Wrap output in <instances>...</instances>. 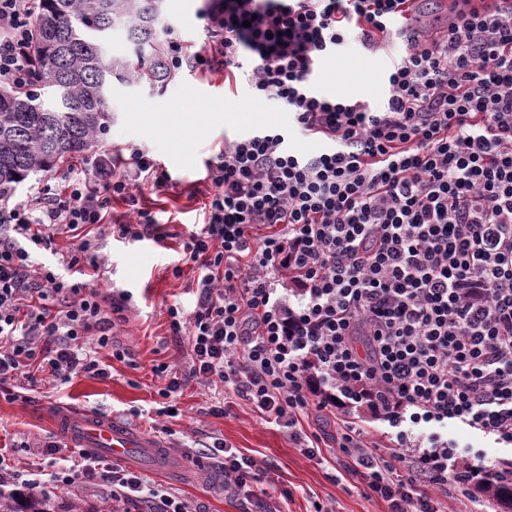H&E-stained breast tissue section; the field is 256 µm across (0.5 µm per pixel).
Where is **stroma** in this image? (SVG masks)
Segmentation results:
<instances>
[{"mask_svg": "<svg viewBox=\"0 0 512 512\" xmlns=\"http://www.w3.org/2000/svg\"><path fill=\"white\" fill-rule=\"evenodd\" d=\"M199 6V0H167L161 17L162 26L184 40L191 54L209 41L197 17ZM404 50L403 39L393 38L383 51L367 57L356 41H348L339 55L323 64L319 89L335 96L337 69L354 65L358 71L353 94L372 109H380L385 103L386 74ZM193 75V70H183L153 89L113 85L108 98L112 123L103 141L144 148L170 175L169 193L156 191L149 183L135 191L140 206L155 215L164 239L158 244L117 237L96 240L95 253L108 267L97 283L102 304L124 300L122 312L112 317L113 346L99 352L112 375L107 379L81 375L65 382L49 379L26 400L0 395V454L31 473L49 472L54 461L73 457L74 446L60 445L61 435L52 420L53 409L72 408L113 418L136 432L162 435L170 456L160 462L134 460L132 469L148 483L163 484L169 492L194 500L202 512H239V506L225 497L221 485L199 480L196 474L179 483L162 480L159 471L175 465L176 455L201 456L204 446L217 439L253 459L274 480L276 489L284 493L279 501L283 512H314L318 505L325 512H389L387 502L365 497L354 487L339 467L335 449L325 451L323 459H307L289 440L287 429L267 423L251 404L225 393L223 384L191 380L170 399L161 395L170 378L155 374L154 365L169 364L180 374L189 369L187 339L173 335L167 309L177 304L189 311L196 301L199 272L184 265L183 243L202 225L200 192L205 185L197 164L212 158L223 140L260 125L289 131V145L298 152L312 155L325 147L321 138L294 128L293 115L284 104L255 106L242 84L214 94L202 91L190 85ZM228 112L238 113L239 121L226 124ZM178 267L183 270L179 276L174 273ZM116 348L125 351L124 360L113 357ZM166 403L176 406L177 417L161 415ZM214 406L221 407V414H211ZM49 441L55 442V449H46ZM50 496L58 512H112L107 489L83 477L69 489L51 490Z\"/></svg>", "mask_w": 512, "mask_h": 512, "instance_id": "35a3bbf8", "label": "stroma"}]
</instances>
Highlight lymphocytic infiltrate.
Instances as JSON below:
<instances>
[{
	"label": "lymphocytic infiltrate",
	"mask_w": 512,
	"mask_h": 512,
	"mask_svg": "<svg viewBox=\"0 0 512 512\" xmlns=\"http://www.w3.org/2000/svg\"><path fill=\"white\" fill-rule=\"evenodd\" d=\"M404 2L203 0L210 42L200 55L167 38L171 71L246 75L254 103L288 105L301 131L329 144L308 156L263 127L225 141L208 162L207 220L183 244L202 272L196 303L168 314L188 338V377L222 382L309 459L326 440L305 420L336 415L339 463L367 496L390 512H448L487 469L443 428L456 421L512 445V5L454 11L435 35L403 31L382 109L318 92L322 63L348 34L378 53ZM36 4L0 0V89L24 93L39 80ZM76 167L0 207V389L36 387L42 373L107 378L98 351L122 305L104 309L93 283L60 270L86 259L89 232L158 234L150 211L111 216L113 200L134 201L143 183L169 190L145 150H103ZM60 231L72 243L58 269L36 266L33 252ZM363 406L394 428L393 447L368 441ZM205 453L225 495L251 512L252 460L220 440ZM80 473L111 486L112 512H201L87 456L27 485L62 489Z\"/></svg>",
	"instance_id": "1"
}]
</instances>
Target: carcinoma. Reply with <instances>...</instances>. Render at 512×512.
Here are the masks:
<instances>
[{
	"label": "carcinoma",
	"mask_w": 512,
	"mask_h": 512,
	"mask_svg": "<svg viewBox=\"0 0 512 512\" xmlns=\"http://www.w3.org/2000/svg\"><path fill=\"white\" fill-rule=\"evenodd\" d=\"M164 0H40L35 17L39 82L0 90V188L50 172L108 132L107 93L168 82ZM121 32L126 46L112 47Z\"/></svg>",
	"instance_id": "carcinoma-1"
}]
</instances>
